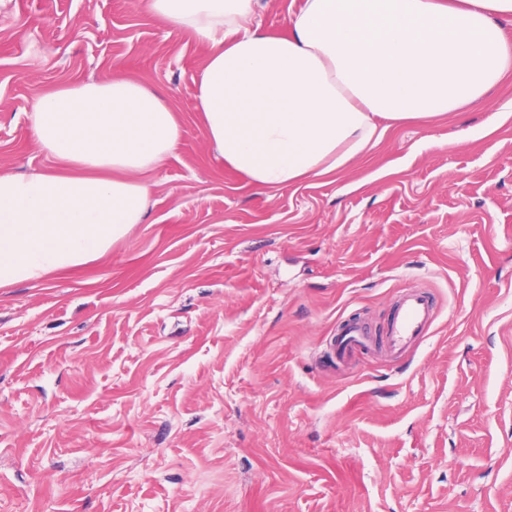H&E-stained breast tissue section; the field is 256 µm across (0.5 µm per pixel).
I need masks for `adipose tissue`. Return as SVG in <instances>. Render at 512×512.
I'll return each mask as SVG.
<instances>
[{"label":"adipose tissue","instance_id":"1","mask_svg":"<svg viewBox=\"0 0 512 512\" xmlns=\"http://www.w3.org/2000/svg\"><path fill=\"white\" fill-rule=\"evenodd\" d=\"M146 7L210 46L195 83L207 138L267 189L337 172L388 126L435 121L512 76V0H303L285 36L262 29L258 0ZM28 120L69 171L0 172V288L80 266L143 223L145 177L183 136L169 104L123 76L47 91Z\"/></svg>","mask_w":512,"mask_h":512}]
</instances>
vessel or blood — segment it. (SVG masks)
I'll return each mask as SVG.
<instances>
[{
    "instance_id": "vessel-or-blood-1",
    "label": "vessel or blood",
    "mask_w": 512,
    "mask_h": 512,
    "mask_svg": "<svg viewBox=\"0 0 512 512\" xmlns=\"http://www.w3.org/2000/svg\"><path fill=\"white\" fill-rule=\"evenodd\" d=\"M435 319L433 305L426 292L413 288L404 290L387 336L388 349L399 352L419 336L429 333ZM368 344L366 333L355 324L345 326L338 339L341 353L347 356Z\"/></svg>"
}]
</instances>
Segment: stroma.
Here are the masks:
<instances>
[{"mask_svg":"<svg viewBox=\"0 0 512 512\" xmlns=\"http://www.w3.org/2000/svg\"><path fill=\"white\" fill-rule=\"evenodd\" d=\"M142 0H0V170L55 168L27 115L115 75L182 141L144 223L0 288V512H512V77L276 190L218 160L195 108L210 46ZM426 289L430 334L383 336ZM369 338L357 324L347 325L341 331L338 346L342 355H351L357 350L368 347Z\"/></svg>","mask_w":512,"mask_h":512,"instance_id":"stroma-1","label":"stroma"}]
</instances>
